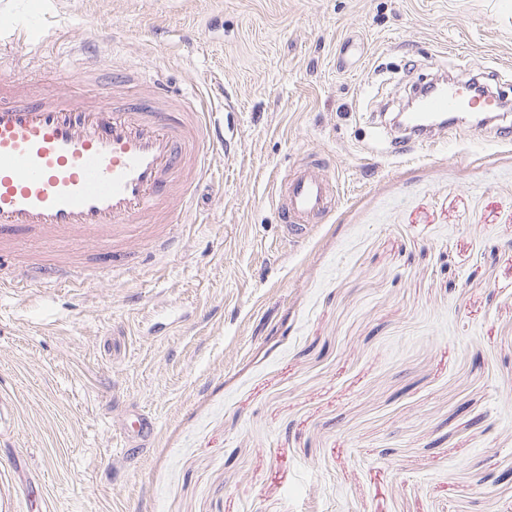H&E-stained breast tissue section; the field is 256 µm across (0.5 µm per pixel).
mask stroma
<instances>
[{
  "instance_id": "35a3bbf8",
  "label": "stroma",
  "mask_w": 512,
  "mask_h": 512,
  "mask_svg": "<svg viewBox=\"0 0 512 512\" xmlns=\"http://www.w3.org/2000/svg\"><path fill=\"white\" fill-rule=\"evenodd\" d=\"M18 23L30 93L157 75L235 149L177 254L0 271V512H512V146L460 124L396 159L380 119L441 70L512 98V0H0ZM311 154L339 199L296 245L272 184ZM33 262L31 266L27 268V272L24 277L30 280H53L59 282H65L66 277H64V273L61 270V267L53 268L51 265L47 266L42 263V260L39 258L32 257ZM134 424V425H133ZM131 431L123 428L124 443L129 439H134L141 446H146L155 433V423L151 417L144 414H138L133 421ZM131 432V434H129Z\"/></svg>"
}]
</instances>
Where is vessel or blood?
Listing matches in <instances>:
<instances>
[{
  "label": "vessel or blood",
  "mask_w": 512,
  "mask_h": 512,
  "mask_svg": "<svg viewBox=\"0 0 512 512\" xmlns=\"http://www.w3.org/2000/svg\"><path fill=\"white\" fill-rule=\"evenodd\" d=\"M24 86L0 75V269L25 234L46 242L82 236L118 253L142 229L153 254L177 248L170 226L190 211L192 186L224 143L204 105L178 112L153 93L122 106L64 90L30 99ZM468 104L459 86L435 88L405 125L447 130ZM273 203L284 234L304 241L334 215L336 181L322 159H310L277 177Z\"/></svg>",
  "instance_id": "vessel-or-blood-1"
}]
</instances>
